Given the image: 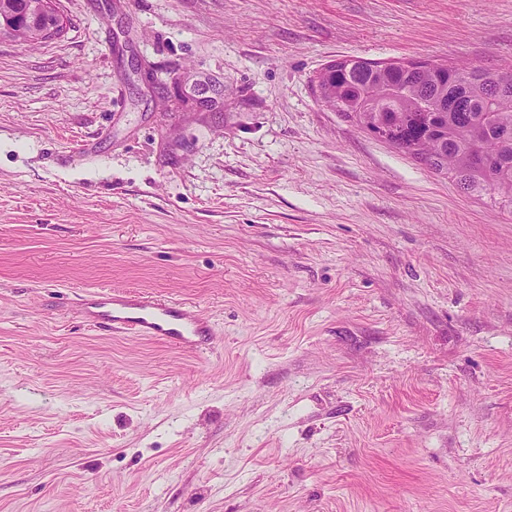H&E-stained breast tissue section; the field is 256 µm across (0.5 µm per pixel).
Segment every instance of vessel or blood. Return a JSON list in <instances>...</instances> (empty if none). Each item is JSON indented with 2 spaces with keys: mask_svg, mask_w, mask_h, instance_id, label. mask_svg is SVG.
<instances>
[{
  "mask_svg": "<svg viewBox=\"0 0 512 512\" xmlns=\"http://www.w3.org/2000/svg\"><path fill=\"white\" fill-rule=\"evenodd\" d=\"M87 325L160 340L188 352L208 348L215 338L209 320L184 303L134 292L105 290L85 308Z\"/></svg>",
  "mask_w": 512,
  "mask_h": 512,
  "instance_id": "b4317fda",
  "label": "vessel or blood"
}]
</instances>
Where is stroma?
<instances>
[{"label": "stroma", "instance_id": "1", "mask_svg": "<svg viewBox=\"0 0 512 512\" xmlns=\"http://www.w3.org/2000/svg\"><path fill=\"white\" fill-rule=\"evenodd\" d=\"M0 35V512H512V214L320 101L512 69V0H55ZM201 309L210 352L94 293ZM86 305L83 319L93 328L160 340L183 351L203 352L216 336L204 314L175 300L102 290Z\"/></svg>", "mask_w": 512, "mask_h": 512}]
</instances>
